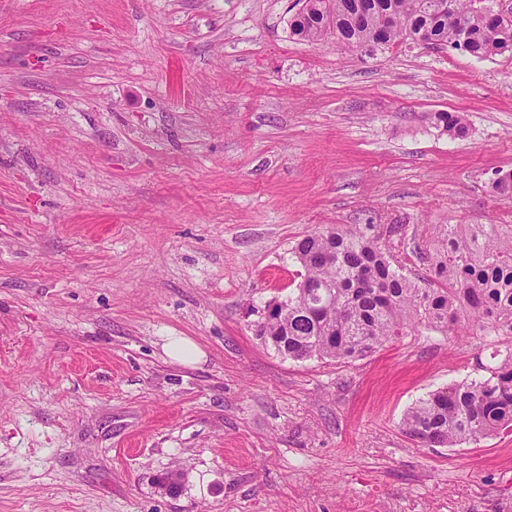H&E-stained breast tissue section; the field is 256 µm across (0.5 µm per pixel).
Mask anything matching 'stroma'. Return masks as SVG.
<instances>
[{"label": "stroma", "mask_w": 512, "mask_h": 512, "mask_svg": "<svg viewBox=\"0 0 512 512\" xmlns=\"http://www.w3.org/2000/svg\"><path fill=\"white\" fill-rule=\"evenodd\" d=\"M298 9L0 0V512H512L511 431L401 428L491 339L296 361L253 331L313 231L425 276L449 226L512 224V55L310 43ZM167 357L183 365H191L203 355L196 344L185 336H170L163 346Z\"/></svg>", "instance_id": "obj_1"}]
</instances>
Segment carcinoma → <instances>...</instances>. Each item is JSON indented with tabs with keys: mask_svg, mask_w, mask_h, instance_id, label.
Segmentation results:
<instances>
[{
	"mask_svg": "<svg viewBox=\"0 0 512 512\" xmlns=\"http://www.w3.org/2000/svg\"><path fill=\"white\" fill-rule=\"evenodd\" d=\"M313 22L292 18L290 34L318 42L332 35L361 50L385 31L386 46L413 42L489 58L512 54V15L497 21L494 0H303ZM392 24H387V20ZM455 138L467 135L458 113L438 112ZM512 200V173L493 181ZM301 281L288 298L265 306L256 336L293 360H355L419 327L512 339V227L465 224L425 256L432 279L393 267L380 239L331 225L299 240L292 251ZM484 375L441 388L405 415L403 432L427 446L453 448L512 430V343L491 355Z\"/></svg>",
	"mask_w": 512,
	"mask_h": 512,
	"instance_id": "cac0c4a2",
	"label": "carcinoma"
}]
</instances>
